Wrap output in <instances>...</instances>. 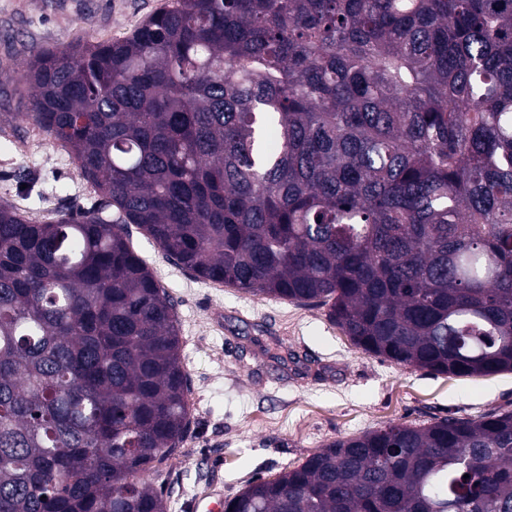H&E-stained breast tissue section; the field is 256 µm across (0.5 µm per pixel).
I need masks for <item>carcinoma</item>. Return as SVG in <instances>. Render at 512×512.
Listing matches in <instances>:
<instances>
[{
  "label": "carcinoma",
  "mask_w": 512,
  "mask_h": 512,
  "mask_svg": "<svg viewBox=\"0 0 512 512\" xmlns=\"http://www.w3.org/2000/svg\"><path fill=\"white\" fill-rule=\"evenodd\" d=\"M22 78L100 200L0 204V512H166L190 388L129 224L384 360L512 372V0H168ZM224 512H512V412L335 440Z\"/></svg>",
  "instance_id": "carcinoma-1"
}]
</instances>
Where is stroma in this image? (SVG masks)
Here are the masks:
<instances>
[{"mask_svg":"<svg viewBox=\"0 0 512 512\" xmlns=\"http://www.w3.org/2000/svg\"><path fill=\"white\" fill-rule=\"evenodd\" d=\"M165 2L0 0V203L44 221L98 199L72 156L22 119L28 98L17 73L42 49L122 39ZM128 233L175 305L191 390L188 433L152 480L167 512H196L206 494L231 499L255 478H275L333 440L389 422L512 411L510 372L457 377L391 363L356 348L325 308L195 279L136 225ZM215 307L224 310L220 330Z\"/></svg>","mask_w":512,"mask_h":512,"instance_id":"obj_1","label":"stroma"}]
</instances>
